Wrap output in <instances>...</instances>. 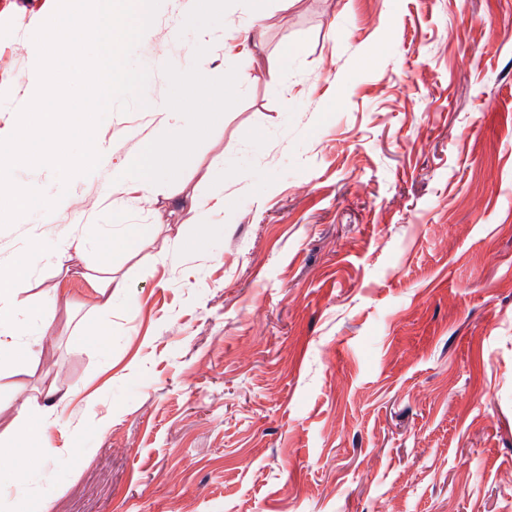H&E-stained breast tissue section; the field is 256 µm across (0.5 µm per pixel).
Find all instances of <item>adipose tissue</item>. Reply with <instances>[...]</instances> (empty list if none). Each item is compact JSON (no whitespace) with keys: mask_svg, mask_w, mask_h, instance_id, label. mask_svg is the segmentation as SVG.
<instances>
[{"mask_svg":"<svg viewBox=\"0 0 512 512\" xmlns=\"http://www.w3.org/2000/svg\"><path fill=\"white\" fill-rule=\"evenodd\" d=\"M223 0H177L178 23L171 31L174 39L185 41L188 52L185 59L170 66L173 81L186 93V103L173 105L166 100L153 101L147 106L161 131L158 138L144 145L142 156L136 163L116 166L112 163V146L102 140H89L84 148L83 160L92 167L110 169L112 186L138 193L140 200L151 201L157 180H176L181 169L180 156L186 151L190 139L208 138L215 126L223 124L222 99L226 90H235L250 80L248 67H241L227 86L216 85L212 80L214 56L210 51L216 33L207 25L210 15L221 12ZM195 113L193 129H186L187 113ZM156 229L150 225H127L120 230H106V248L98 249V262L86 280L93 290L92 298L101 308L112 305L115 289L123 282L114 275L112 252L120 249L135 254L140 245L153 239ZM27 267L18 265L0 271V357H9L10 369L33 361L37 351L32 343L21 342L16 329L24 317L30 316L33 307L19 287L27 277Z\"/></svg>","mask_w":512,"mask_h":512,"instance_id":"obj_1","label":"adipose tissue"}]
</instances>
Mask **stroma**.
Instances as JSON below:
<instances>
[{"label":"stroma","mask_w":512,"mask_h":512,"mask_svg":"<svg viewBox=\"0 0 512 512\" xmlns=\"http://www.w3.org/2000/svg\"><path fill=\"white\" fill-rule=\"evenodd\" d=\"M44 0H0V128L29 83ZM224 38L212 79L241 66ZM251 84L224 123L159 183L153 210L113 205L106 169L75 177L71 209L0 228V268L32 261L33 306L64 280L37 362L0 371L65 393L42 462L35 418L0 413V512H512V0H265ZM172 0L134 50L145 100H182L164 68L184 57ZM154 124L111 109L96 131L134 161ZM224 208L195 250L114 252L125 281L105 339L73 258L37 259L64 235L151 224L197 237L171 195ZM138 299L128 309L126 295ZM65 368L55 382L44 364Z\"/></svg>","instance_id":"stroma-1"}]
</instances>
